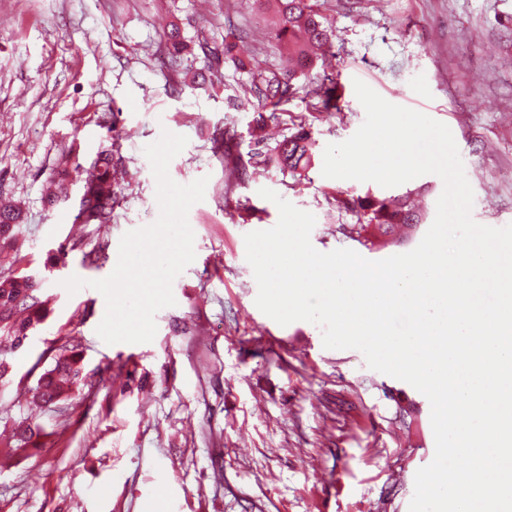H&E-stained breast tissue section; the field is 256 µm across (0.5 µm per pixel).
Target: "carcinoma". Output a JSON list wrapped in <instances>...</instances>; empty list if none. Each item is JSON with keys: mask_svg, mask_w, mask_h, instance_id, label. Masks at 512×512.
I'll use <instances>...</instances> for the list:
<instances>
[{"mask_svg": "<svg viewBox=\"0 0 512 512\" xmlns=\"http://www.w3.org/2000/svg\"><path fill=\"white\" fill-rule=\"evenodd\" d=\"M275 19L269 29L270 38L288 55L291 66L286 70L261 69L247 64L236 54V42L224 38V45L212 47L205 40L197 45L207 58L223 57L235 62L239 69L247 71L252 79L247 84L251 97L261 108H271L270 115L260 120L277 119V107L296 97L304 86L297 83L301 76H311L320 60V52L331 48V34L320 12L319 0H272ZM163 41L171 63H176L184 49L180 29L174 25L163 31ZM306 90L308 108L313 112H330L336 109V82L332 74L324 71L316 80L310 81ZM314 141L311 131L299 124L290 136L277 142L272 148L258 149L254 153V165L276 166L288 171L296 180L308 176L314 165L312 149ZM70 155H64L51 173L45 201L53 207L66 200L71 185V172H79L80 165L70 167ZM121 164L113 149H107L97 157L85 171L84 193L80 201L78 217L84 223L106 222L112 210L119 204L118 192L112 188V170ZM345 208L356 211L362 223L342 225L344 233L362 246L372 249L377 245H388L400 241L401 229L405 235L414 232L422 221L412 198L407 191L395 197L378 198L369 194L351 196L344 201ZM22 221L18 208L0 206V240L15 239L14 229ZM48 300L40 295V283L28 275H0V331L10 340V351L0 347V391L12 383L11 363L8 353L22 348V340L48 316ZM52 357L50 366L39 375L32 388L33 398L48 409L61 408L71 403L74 392L94 384L95 374L85 371L82 351L72 342L49 349L39 356L30 369L35 372L44 357ZM41 428L25 420L14 424L12 435L0 442V454L19 457L28 453L33 438L40 436Z\"/></svg>", "mask_w": 512, "mask_h": 512, "instance_id": "obj_1", "label": "carcinoma"}]
</instances>
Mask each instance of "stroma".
Here are the masks:
<instances>
[{
	"instance_id": "35a3bbf8",
	"label": "stroma",
	"mask_w": 512,
	"mask_h": 512,
	"mask_svg": "<svg viewBox=\"0 0 512 512\" xmlns=\"http://www.w3.org/2000/svg\"><path fill=\"white\" fill-rule=\"evenodd\" d=\"M333 31L341 109L310 112L303 97L268 122V145L298 124L316 140L314 166L297 182L279 168L237 178L255 149L256 114L241 106L248 77L233 63H208L196 40L236 33L239 56L282 68L268 38L270 8L253 0H0V197L25 221L0 266L43 280L52 312L13 363L0 393V432L13 418L45 427L37 456L0 467V512H409L417 471L431 463V405L409 383L368 367L356 349H327L307 321L282 326L256 305L247 233L273 228L268 188L312 213L322 253L370 250L343 236L358 223L339 194L394 196L415 190L428 231L443 192L425 174L394 187L323 176L327 145L365 120L355 81L388 102L451 130L473 193V219L512 224V0H321ZM190 47L164 68L163 21ZM211 69L208 82L195 75ZM186 136L168 167L187 185L204 177V199L188 212L196 257L173 283L175 305L155 315L148 343L106 344V311L90 283L108 277L122 236L159 216L144 154L162 131ZM230 138L221 156L214 139ZM114 147L123 158L122 199L105 224L76 219L83 192L45 209V182L62 149L82 168ZM65 246V265L49 254ZM88 285L71 294V276ZM79 343L93 387L57 414L32 404L29 369L47 348Z\"/></svg>"
}]
</instances>
